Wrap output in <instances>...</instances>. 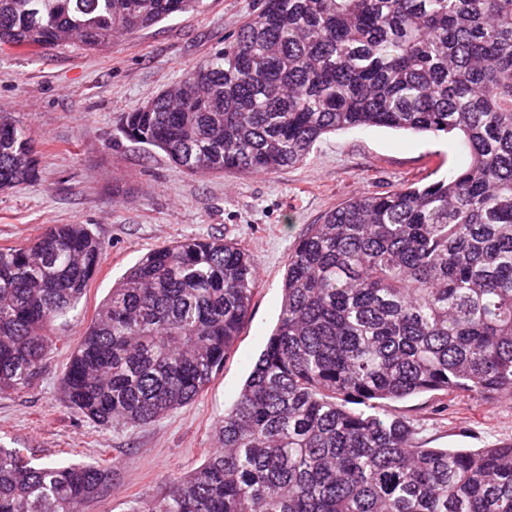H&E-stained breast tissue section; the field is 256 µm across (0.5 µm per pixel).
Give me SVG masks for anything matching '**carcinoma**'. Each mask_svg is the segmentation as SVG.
Segmentation results:
<instances>
[{
  "label": "carcinoma",
  "mask_w": 512,
  "mask_h": 512,
  "mask_svg": "<svg viewBox=\"0 0 512 512\" xmlns=\"http://www.w3.org/2000/svg\"><path fill=\"white\" fill-rule=\"evenodd\" d=\"M200 2L0 0V46L98 50ZM366 127L454 135L467 164L310 225L216 449L131 512H512V444L420 448L387 413L430 392L512 393V0H262L123 133L191 172L267 174ZM34 171L32 136L1 114L0 191ZM102 255L84 224L0 249V394L35 384L53 322ZM257 283L224 238L148 251L71 353L63 401L101 429L189 404L224 367ZM111 486L110 464L0 445V512H85Z\"/></svg>",
  "instance_id": "obj_1"
}]
</instances>
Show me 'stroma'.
Returning a JSON list of instances; mask_svg holds the SVG:
<instances>
[{
  "mask_svg": "<svg viewBox=\"0 0 512 512\" xmlns=\"http://www.w3.org/2000/svg\"><path fill=\"white\" fill-rule=\"evenodd\" d=\"M261 0H202L111 46L0 47V113L35 140V179L0 191V248L51 224H84L104 244L84 296L57 320L56 347L32 388L0 395V443L34 462L112 461V487L85 512H127L200 465L213 425L233 405L274 329L288 256L310 225L356 195L432 181L464 163L459 141L383 127L322 136L302 162L265 175L191 174L128 140L127 112L178 83L232 41ZM220 237L251 252L259 279L251 315L224 368L192 403L139 428L103 430L68 409L59 381L113 284L157 246ZM423 448L512 444V394L426 393L389 405Z\"/></svg>",
  "mask_w": 512,
  "mask_h": 512,
  "instance_id": "35a3bbf8",
  "label": "stroma"
}]
</instances>
